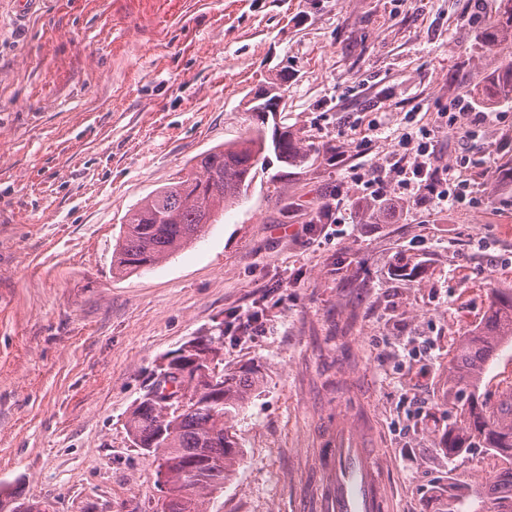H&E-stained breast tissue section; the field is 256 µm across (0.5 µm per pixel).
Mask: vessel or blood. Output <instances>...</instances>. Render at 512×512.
<instances>
[{"mask_svg": "<svg viewBox=\"0 0 512 512\" xmlns=\"http://www.w3.org/2000/svg\"><path fill=\"white\" fill-rule=\"evenodd\" d=\"M327 459L320 468L326 489L316 512H393V502L361 438L348 427L327 438Z\"/></svg>", "mask_w": 512, "mask_h": 512, "instance_id": "vessel-or-blood-1", "label": "vessel or blood"}]
</instances>
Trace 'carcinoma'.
<instances>
[{"label":"carcinoma","instance_id":"obj_1","mask_svg":"<svg viewBox=\"0 0 512 512\" xmlns=\"http://www.w3.org/2000/svg\"><path fill=\"white\" fill-rule=\"evenodd\" d=\"M487 29L490 44H512V0H502ZM482 94L492 103L512 101V59L491 75ZM270 150L283 164L297 167L307 162L313 147L290 130L269 141L264 123L253 119L245 136L200 154L190 173L129 210L113 268L132 273L190 245L201 231L204 212L245 197ZM219 341L201 340L175 361H201ZM509 345L512 288H492L480 326L461 338L450 361L448 406L457 416L448 426V454L483 448L509 466L476 487L465 480L449 485L448 512H512V403L491 405L480 393L487 367ZM259 384L257 371L250 369L224 377L220 390L207 381L199 384L179 414L150 397L131 411L126 427L134 445L152 454L158 467H167L169 482L189 494L186 503L164 500L153 512H204L202 494L221 490L231 480L240 457L231 422ZM0 512H39V505L19 503L1 490Z\"/></svg>","mask_w":512,"mask_h":512}]
</instances>
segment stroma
<instances>
[{"label": "stroma", "mask_w": 512, "mask_h": 512, "mask_svg": "<svg viewBox=\"0 0 512 512\" xmlns=\"http://www.w3.org/2000/svg\"><path fill=\"white\" fill-rule=\"evenodd\" d=\"M501 0H0V490L43 512H150L153 457L126 430L162 364L222 336L221 370L261 383L233 421L240 464L206 512H307L328 429L369 419L396 512H441L481 451L449 458V360L512 287V103L465 137L438 115L472 98L507 48ZM314 144L273 160L198 239L121 274L124 216L244 136ZM431 131L434 166L482 153L480 202L392 195L373 212L355 171ZM340 221L309 233L325 204ZM256 336H223L232 310ZM486 28L489 30L490 44L512 45V0H502L500 10ZM256 312H236L231 314L232 318L226 325V332H231L232 329H237L244 332H251L252 334L258 335L261 329V318Z\"/></svg>", "instance_id": "stroma-1"}]
</instances>
